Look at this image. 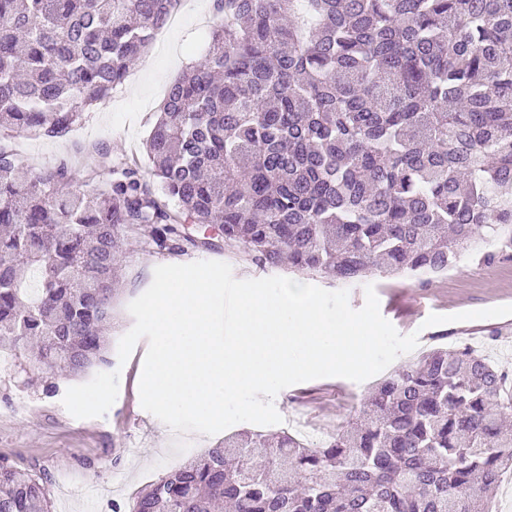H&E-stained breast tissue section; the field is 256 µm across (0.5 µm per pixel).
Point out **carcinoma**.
<instances>
[{"label": "carcinoma", "instance_id": "carcinoma-1", "mask_svg": "<svg viewBox=\"0 0 512 512\" xmlns=\"http://www.w3.org/2000/svg\"><path fill=\"white\" fill-rule=\"evenodd\" d=\"M178 0H0V125L61 138L105 105ZM207 54L143 141L75 187L67 162L22 180L0 147V346L82 377L130 240L336 284L427 280L493 241L512 250V0H215ZM41 272L28 288L23 273ZM367 419L318 446L233 432L112 512H487L512 468V377L472 347L380 379ZM42 473L0 460V512H52Z\"/></svg>", "mask_w": 512, "mask_h": 512}]
</instances>
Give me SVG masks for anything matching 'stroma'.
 <instances>
[{"mask_svg": "<svg viewBox=\"0 0 512 512\" xmlns=\"http://www.w3.org/2000/svg\"><path fill=\"white\" fill-rule=\"evenodd\" d=\"M212 19L208 8L194 19L178 18L146 56L133 62L107 104L86 114L68 137H16L11 146L19 148L33 171L71 160L83 179L93 182L100 174L97 158L91 153L75 154V145L104 144L116 160L138 156L169 84L206 54ZM206 258L228 263L239 280L267 275L239 251L203 253L186 245L160 252L140 242L131 243L120 256L111 343H118L132 327L127 306L151 285L156 266ZM459 258V264L446 275L428 282L372 278L383 317L400 334L419 336L416 352L401 355L397 362L409 363L417 352L439 345H466L489 352L496 364L512 371L511 320H477L478 331L472 336L460 334L458 323L451 320L452 315L465 311L512 305V260L483 262L468 250ZM433 313L447 316V323L426 326ZM491 331L497 333V342H488ZM147 348V340L137 342L121 369L116 402L105 416L90 419L74 418L62 404V394L73 386V378L53 375L58 393L45 395L40 374L29 369L27 352L6 350L10 366L0 370V458L22 469L49 474L54 512H112L121 490L138 492L181 465L187 455L202 454L217 443V436L201 434L190 454L173 452L174 432L141 406L139 381ZM371 386L368 380L316 379L283 389L274 404L284 417L291 409H301L317 431L331 434L347 424Z\"/></svg>", "mask_w": 512, "mask_h": 512, "instance_id": "35a3bbf8", "label": "stroma"}]
</instances>
